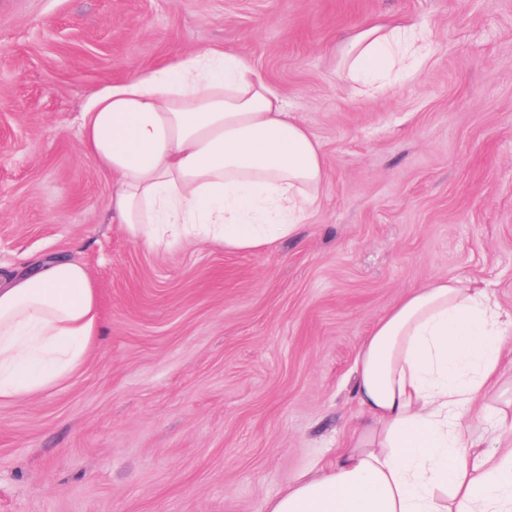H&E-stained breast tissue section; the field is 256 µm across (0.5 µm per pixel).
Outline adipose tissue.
Returning <instances> with one entry per match:
<instances>
[{"mask_svg":"<svg viewBox=\"0 0 512 512\" xmlns=\"http://www.w3.org/2000/svg\"><path fill=\"white\" fill-rule=\"evenodd\" d=\"M423 33L377 21L341 44L347 80L408 69ZM81 148L112 180L110 218L151 249L183 242L262 255L318 211L326 162L282 95L245 59L197 51L93 92ZM103 333L88 268L67 257L0 281V400L70 377ZM512 315L449 278L404 296L355 361L358 426L335 459L298 476L265 512H512L508 447L464 441L459 414L498 378Z\"/></svg>","mask_w":512,"mask_h":512,"instance_id":"1","label":"adipose tissue"}]
</instances>
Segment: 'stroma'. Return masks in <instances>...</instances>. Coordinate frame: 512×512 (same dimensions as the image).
<instances>
[{
    "label": "stroma",
    "instance_id": "obj_1",
    "mask_svg": "<svg viewBox=\"0 0 512 512\" xmlns=\"http://www.w3.org/2000/svg\"><path fill=\"white\" fill-rule=\"evenodd\" d=\"M414 26L415 76L356 93L334 54ZM248 60L317 138L321 207L261 256L152 250L80 147L91 92L193 50ZM85 264L107 330L69 380L0 402V512H264L359 421L357 351L448 277L512 313V0H0V277ZM484 409L464 440L497 444Z\"/></svg>",
    "mask_w": 512,
    "mask_h": 512
}]
</instances>
